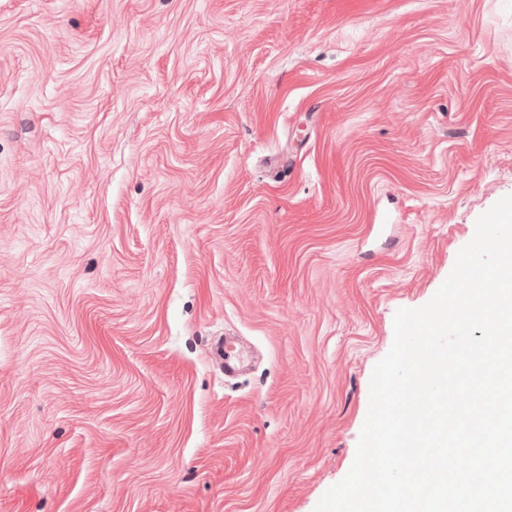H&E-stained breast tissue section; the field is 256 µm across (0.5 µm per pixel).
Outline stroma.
I'll return each instance as SVG.
<instances>
[{
  "label": "stroma",
  "mask_w": 512,
  "mask_h": 512,
  "mask_svg": "<svg viewBox=\"0 0 512 512\" xmlns=\"http://www.w3.org/2000/svg\"><path fill=\"white\" fill-rule=\"evenodd\" d=\"M511 194L512 0H0V512H315Z\"/></svg>",
  "instance_id": "1"
}]
</instances>
